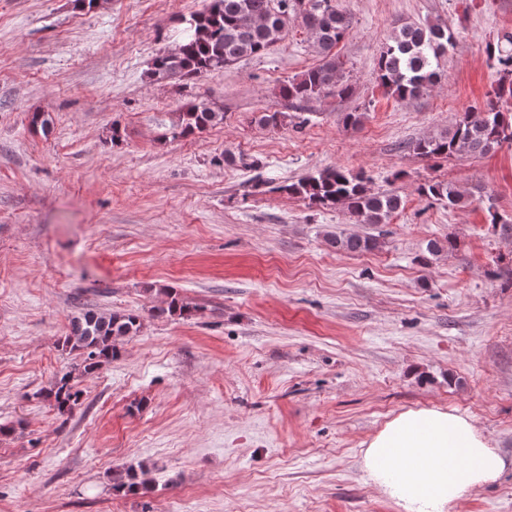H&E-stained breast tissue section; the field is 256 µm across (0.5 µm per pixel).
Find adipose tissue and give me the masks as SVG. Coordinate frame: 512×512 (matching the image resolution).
<instances>
[{
	"mask_svg": "<svg viewBox=\"0 0 512 512\" xmlns=\"http://www.w3.org/2000/svg\"><path fill=\"white\" fill-rule=\"evenodd\" d=\"M361 465L400 512H447L496 482L506 462L470 416L432 406L385 422L363 449Z\"/></svg>",
	"mask_w": 512,
	"mask_h": 512,
	"instance_id": "1",
	"label": "adipose tissue"
}]
</instances>
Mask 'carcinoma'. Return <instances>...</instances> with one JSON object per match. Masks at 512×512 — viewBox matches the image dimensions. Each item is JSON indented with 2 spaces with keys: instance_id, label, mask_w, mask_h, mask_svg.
Returning a JSON list of instances; mask_svg holds the SVG:
<instances>
[{
  "instance_id": "carcinoma-1",
  "label": "carcinoma",
  "mask_w": 512,
  "mask_h": 512,
  "mask_svg": "<svg viewBox=\"0 0 512 512\" xmlns=\"http://www.w3.org/2000/svg\"><path fill=\"white\" fill-rule=\"evenodd\" d=\"M296 17L301 18L304 27L311 28L312 44L322 59L282 85L280 96L299 105L329 94L349 95L351 84L342 80L341 63L333 49L349 33L351 16L336 0H208L203 10L184 19L181 43L154 59L149 77L154 81L191 79L241 58L262 55L285 39ZM451 44L449 29L440 24H398L378 60L381 85L399 100L419 96L438 82L439 59ZM496 50L500 78L486 108L464 112L446 133L410 143L408 149L416 157L435 160L479 156L512 142V113L498 106L512 99V30L498 35ZM223 122L224 113L204 102L190 103L178 114L176 134L185 137L201 133ZM278 190L300 196L318 208L342 206L357 224H386L402 206L399 195L371 192L366 177L344 167L319 171ZM418 192L450 207L465 200L464 192L450 183L429 181L420 185ZM327 241L338 252L379 247V240L371 236L336 233L327 235ZM158 293L166 297L165 306L159 309L161 314L190 319L198 311L170 288L161 287ZM140 328L141 316L135 312L104 316L87 311L72 320L62 347L83 355L78 372L87 374L112 358L119 339L137 335ZM80 396L72 371L58 377L47 393L60 413L71 410ZM112 483L118 491L136 492L147 480L127 469L115 472Z\"/></svg>"
}]
</instances>
